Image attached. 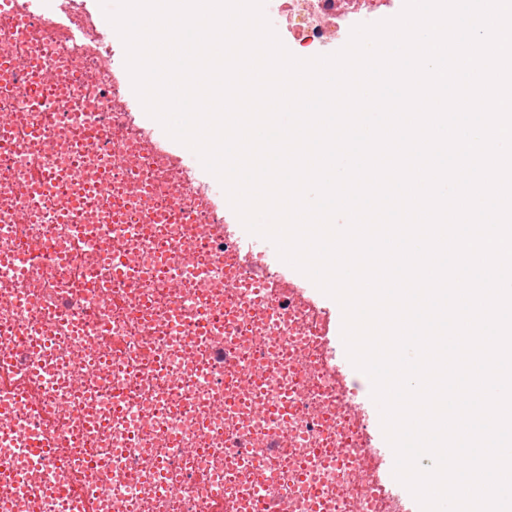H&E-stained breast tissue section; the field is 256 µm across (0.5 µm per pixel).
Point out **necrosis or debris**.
I'll use <instances>...</instances> for the list:
<instances>
[{
  "label": "necrosis or debris",
  "instance_id": "necrosis-or-debris-1",
  "mask_svg": "<svg viewBox=\"0 0 512 512\" xmlns=\"http://www.w3.org/2000/svg\"><path fill=\"white\" fill-rule=\"evenodd\" d=\"M292 2L329 48L345 0ZM94 31L0 17V512H397L324 309L225 276L233 241L144 152Z\"/></svg>",
  "mask_w": 512,
  "mask_h": 512
}]
</instances>
